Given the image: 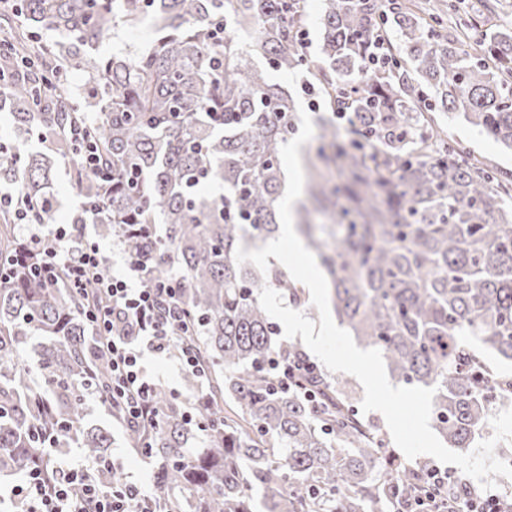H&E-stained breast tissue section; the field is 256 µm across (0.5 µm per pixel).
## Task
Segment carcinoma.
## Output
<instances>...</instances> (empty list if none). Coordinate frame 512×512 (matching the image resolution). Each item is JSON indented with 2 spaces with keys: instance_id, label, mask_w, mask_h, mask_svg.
I'll return each mask as SVG.
<instances>
[{
  "instance_id": "obj_1",
  "label": "carcinoma",
  "mask_w": 512,
  "mask_h": 512,
  "mask_svg": "<svg viewBox=\"0 0 512 512\" xmlns=\"http://www.w3.org/2000/svg\"><path fill=\"white\" fill-rule=\"evenodd\" d=\"M413 0H322L319 61L301 42L305 0H18L11 56L41 30L45 65L27 81L0 83V108L39 147L0 145V183L17 185L34 224L52 217L58 158L71 160L82 201L72 231L94 224L146 260L151 276L183 281L179 300L196 403L165 389L151 397L154 425L124 424L138 455L157 464L161 512H389L412 493L413 468L389 458L384 436L356 417L342 382L317 380V397L282 389L270 362L303 354L278 339L262 309L267 285L306 304L286 270L237 264L238 246L279 230L280 147L295 130L293 98L254 59L282 72L314 68L331 110L344 97L347 128L321 124L305 158L306 198L296 229L330 285L340 325L381 351L404 386L436 388L433 426L468 448L489 409L512 395L480 351L512 361V180L448 145L433 113L445 112L512 150V28L472 21L456 36L441 10L423 25ZM153 21L154 38L130 57L99 59L118 23ZM251 30L248 43L229 26ZM389 59L377 67L375 46ZM85 70L76 89L63 72ZM86 124L102 173L81 163L68 130ZM338 177H333V171ZM14 215L0 209V250L15 249ZM82 292L16 268L0 283V476L40 469L54 478L50 448L72 445L98 464V484L122 482L109 467L111 439L85 421L87 399L112 405L106 339L90 335ZM39 342L35 367L21 360ZM482 346L477 350L475 345ZM203 438L204 447L188 443Z\"/></svg>"
}]
</instances>
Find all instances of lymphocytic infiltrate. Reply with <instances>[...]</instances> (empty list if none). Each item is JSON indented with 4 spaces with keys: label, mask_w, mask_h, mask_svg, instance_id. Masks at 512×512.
Here are the masks:
<instances>
[{
    "label": "lymphocytic infiltrate",
    "mask_w": 512,
    "mask_h": 512,
    "mask_svg": "<svg viewBox=\"0 0 512 512\" xmlns=\"http://www.w3.org/2000/svg\"><path fill=\"white\" fill-rule=\"evenodd\" d=\"M25 262L35 277H62L78 291L95 282L101 301L85 317L93 333L108 339L112 400L128 420L148 422L155 383L143 355H167L178 341L183 329L179 282L152 278L146 264L130 254L125 257L129 280L112 278L98 244L66 228L27 235L14 255L0 261V277H8ZM56 468L59 479L49 480L34 469L12 488L15 512H153L146 491L136 482L125 480L105 488L88 470L65 461ZM394 512H512V495L474 489L461 483L454 470L432 465L421 468L414 496L395 502Z\"/></svg>",
    "instance_id": "obj_1"
}]
</instances>
